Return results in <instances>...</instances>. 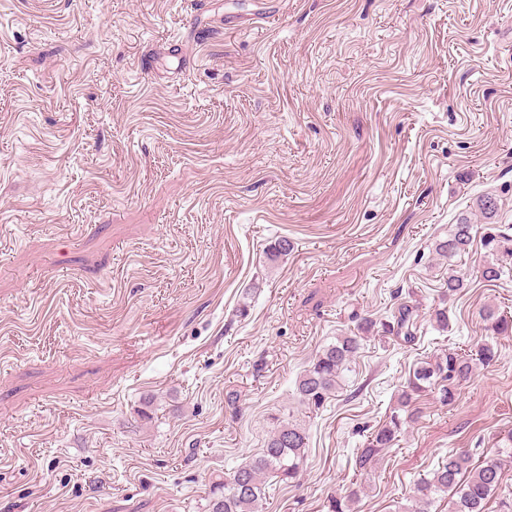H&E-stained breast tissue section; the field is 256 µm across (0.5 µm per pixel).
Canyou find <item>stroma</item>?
I'll list each match as a JSON object with an SVG mask.
<instances>
[{
	"mask_svg": "<svg viewBox=\"0 0 512 512\" xmlns=\"http://www.w3.org/2000/svg\"><path fill=\"white\" fill-rule=\"evenodd\" d=\"M483 195L512 225V0H0V512H207L277 416L307 459L260 512L363 482L359 512H398L449 450L496 455L512 331L482 311L512 275L481 276ZM463 217L448 298L433 242ZM405 301L416 345L373 331L298 403L322 345ZM487 342L355 472L419 359Z\"/></svg>",
	"mask_w": 512,
	"mask_h": 512,
	"instance_id": "35a3bbf8",
	"label": "stroma"
}]
</instances>
